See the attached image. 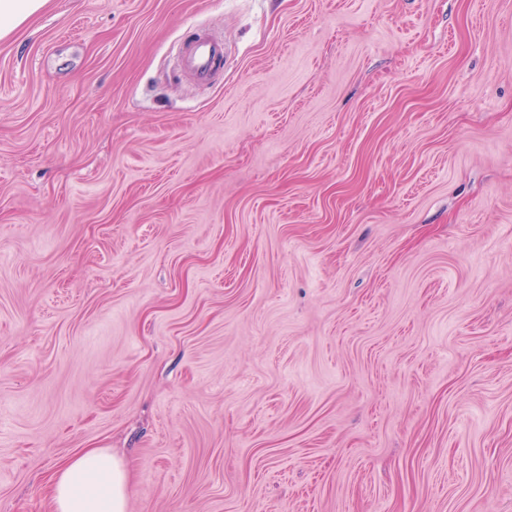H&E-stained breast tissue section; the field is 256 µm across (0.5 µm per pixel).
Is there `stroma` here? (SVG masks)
I'll return each mask as SVG.
<instances>
[{
	"mask_svg": "<svg viewBox=\"0 0 512 512\" xmlns=\"http://www.w3.org/2000/svg\"><path fill=\"white\" fill-rule=\"evenodd\" d=\"M84 448L127 512H512V0H48L0 40V512ZM223 56L222 42L210 34L202 33L183 50L180 64L188 76L205 81L210 78Z\"/></svg>",
	"mask_w": 512,
	"mask_h": 512,
	"instance_id": "35a3bbf8",
	"label": "stroma"
}]
</instances>
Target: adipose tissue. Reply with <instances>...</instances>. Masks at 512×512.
<instances>
[{
	"mask_svg": "<svg viewBox=\"0 0 512 512\" xmlns=\"http://www.w3.org/2000/svg\"><path fill=\"white\" fill-rule=\"evenodd\" d=\"M53 512H127L123 462L101 448L79 451L50 478Z\"/></svg>",
	"mask_w": 512,
	"mask_h": 512,
	"instance_id": "ef3b65f1",
	"label": "adipose tissue"
}]
</instances>
